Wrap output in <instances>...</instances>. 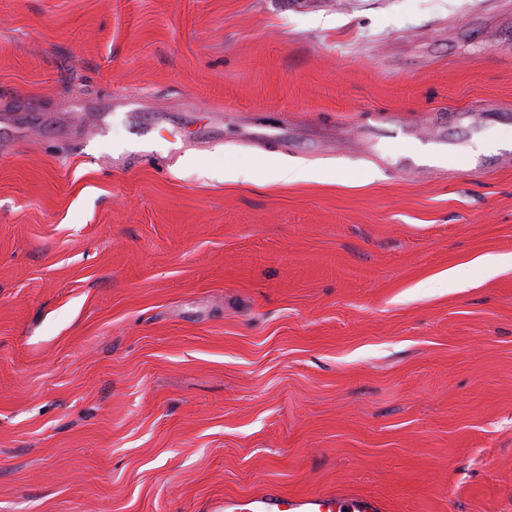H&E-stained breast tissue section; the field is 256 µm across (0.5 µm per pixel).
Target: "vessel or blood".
Wrapping results in <instances>:
<instances>
[{"mask_svg": "<svg viewBox=\"0 0 512 512\" xmlns=\"http://www.w3.org/2000/svg\"><path fill=\"white\" fill-rule=\"evenodd\" d=\"M224 512H387L380 498L345 489L302 496L264 490L245 498L225 496Z\"/></svg>", "mask_w": 512, "mask_h": 512, "instance_id": "b4317fda", "label": "vessel or blood"}]
</instances>
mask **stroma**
I'll list each match as a JSON object with an SVG mask.
<instances>
[{"instance_id":"35a3bbf8","label":"stroma","mask_w":512,"mask_h":512,"mask_svg":"<svg viewBox=\"0 0 512 512\" xmlns=\"http://www.w3.org/2000/svg\"><path fill=\"white\" fill-rule=\"evenodd\" d=\"M492 134L512 0H0V512H512ZM380 498L338 489L302 496L264 490L246 498L224 497V512H386Z\"/></svg>"}]
</instances>
